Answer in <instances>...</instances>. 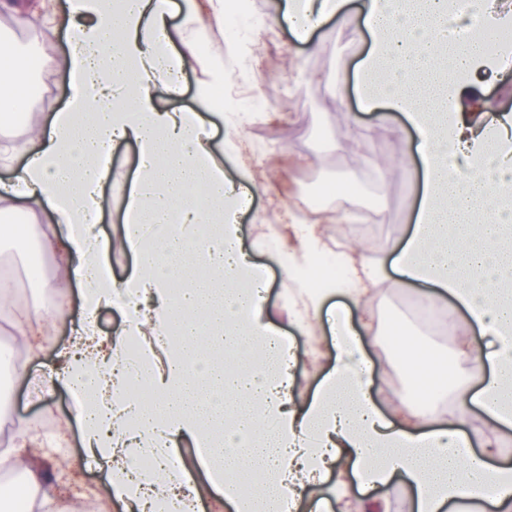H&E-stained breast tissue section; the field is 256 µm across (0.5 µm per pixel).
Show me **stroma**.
Masks as SVG:
<instances>
[{
	"mask_svg": "<svg viewBox=\"0 0 512 512\" xmlns=\"http://www.w3.org/2000/svg\"><path fill=\"white\" fill-rule=\"evenodd\" d=\"M283 0H246L241 17L225 18L223 26L213 28L202 46L204 55L224 57V40L229 30H236L245 46V56L238 69L252 73V80L236 82L237 92H248L266 103L274 112L271 120L245 124L241 136L253 148L249 159H242L225 146L227 130L223 107L214 105L203 91L208 77L198 69H187L178 91L165 85L152 90L155 106L169 111L201 113L209 122V148L214 160L232 179L258 186L250 208L238 217V225L250 257L264 268L267 285L265 308L274 326L292 347L291 373L294 382L291 397L295 404H306L322 376L335 363L333 338L326 329L303 330L295 320L292 294L287 293L282 271L286 253L296 245L293 232L283 222L284 209L298 210V188L306 178L338 184L355 183L360 192L347 203H328L316 213L317 227L326 253L346 249L364 241L373 261L385 264L389 252L409 237L421 195L419 168H393L380 176L376 165L408 151L414 131L404 116L392 109L366 112L358 100L356 70L370 49V38L363 19L350 11L344 20L331 21L319 29L314 40L318 50L295 40L287 25L260 28V21L276 15ZM46 19L31 25L19 23L13 8L0 6V50L24 51L37 46L52 60L51 77L34 73L29 81L34 89L21 117L0 124V149L12 148L6 166L0 167V183L13 180L37 149L35 129H48L55 112L66 104L70 94L67 74V27L69 0H50ZM476 83L480 106L487 112L512 113V69L500 74L479 73ZM365 128L367 138L364 158L336 151L334 143L346 125ZM395 127L387 136L385 126ZM138 149L135 144H120L112 153L109 175L102 184L99 226L105 239L121 234L122 219L131 182L134 178ZM9 199H0V214L22 227L29 244L54 227L49 207L15 212ZM55 266H48L43 281L56 282L65 313L57 317L49 331L51 341L38 355L21 348L13 361L24 364L21 377L8 376L7 387L0 390V402L8 406L0 417V444L9 443L16 434L14 420L36 423L51 420L46 439L57 442L58 457L72 466L74 478L65 486L52 485L53 493L67 506L76 498L98 497L107 480V466L85 449L76 412L64 384H56L50 399L31 398L29 382L44 378L58 362L59 354L72 342L70 333L83 317L82 288L75 283L55 279ZM381 299L374 303L372 316L377 338L366 339L365 347L375 368L370 376V390L377 407L394 412L403 400L412 398L398 357L388 348L383 332L387 326L401 324L422 345L437 349L447 360H454L462 341L476 331L473 321L453 301H445L448 312L446 329H437L420 315L415 290L391 282L380 285ZM351 483L344 461L335 462L324 480L309 486L296 512H311L315 501H326L332 512H352L346 495Z\"/></svg>",
	"mask_w": 512,
	"mask_h": 512,
	"instance_id": "stroma-1",
	"label": "stroma"
}]
</instances>
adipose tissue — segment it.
Listing matches in <instances>:
<instances>
[{"label":"adipose tissue","instance_id":"obj_1","mask_svg":"<svg viewBox=\"0 0 512 512\" xmlns=\"http://www.w3.org/2000/svg\"><path fill=\"white\" fill-rule=\"evenodd\" d=\"M347 2L286 0L283 17L307 42ZM209 3L205 15L199 0H182L172 36L168 0H69L71 97L12 189L51 205L66 234L42 247L57 254L65 280L84 284L87 308L113 305L125 316L112 337H84V350L67 353L56 375L95 395L79 421L89 453L110 465V495L135 512H195L217 488L233 512H283L345 457L360 482L358 512H386L376 491L398 475L416 512H512V466L493 464L494 444L473 452L460 431L475 407L512 428V117L448 107L484 66L473 33L448 35L449 18L467 16L472 0H360L374 43L359 67L361 104L389 105L413 126L423 195L390 267L354 248L337 254L339 274L324 288L301 280L300 321L325 320L336 333V365L302 408L286 392L290 347L261 317V270L239 235L237 216L251 191L211 166L200 113L162 111L151 97L159 83L177 89L194 67L210 69L212 92L223 90V69L199 53L207 30L224 23L223 0ZM32 69L53 65L34 49L10 52L0 69V113L22 110L24 99L7 89ZM119 142L135 143L140 155L125 227L135 261L117 282L107 262L112 243L84 214L97 205L98 159ZM387 279L418 286L429 313L453 297L479 329L459 346L456 406L438 426L429 421L439 392L419 394L390 416L370 398L363 337L374 332L367 311ZM331 295L362 311L359 325L349 314L324 313ZM59 313L48 299L10 318L34 352ZM134 335L165 349L164 363L146 377L151 406L127 383L125 344ZM483 370L487 378L470 392L465 375ZM17 430L0 448V471L24 467L30 512H65L40 489L52 448L30 427ZM183 437L203 448L205 481L167 467ZM142 453L154 456L153 473L131 468Z\"/></svg>","mask_w":512,"mask_h":512}]
</instances>
